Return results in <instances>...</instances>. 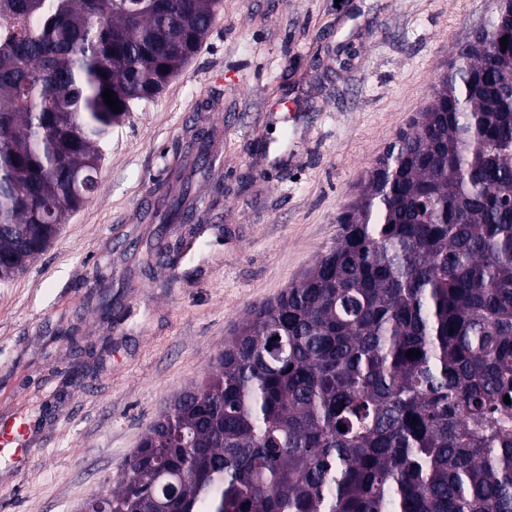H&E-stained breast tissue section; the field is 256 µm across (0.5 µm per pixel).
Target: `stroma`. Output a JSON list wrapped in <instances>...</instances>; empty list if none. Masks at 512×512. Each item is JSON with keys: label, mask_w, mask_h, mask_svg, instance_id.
<instances>
[{"label": "stroma", "mask_w": 512, "mask_h": 512, "mask_svg": "<svg viewBox=\"0 0 512 512\" xmlns=\"http://www.w3.org/2000/svg\"><path fill=\"white\" fill-rule=\"evenodd\" d=\"M490 0H221L201 48L114 128L99 187L26 271L0 283V512H82L149 426L205 380L238 322L334 245L365 172L410 130ZM215 135L207 172L191 143ZM207 206L153 223V189ZM168 263L140 260L157 238ZM111 312L91 292L98 268ZM31 426L22 417H15L10 422H0V452H11V458L27 461L32 455L30 448Z\"/></svg>", "instance_id": "35a3bbf8"}]
</instances>
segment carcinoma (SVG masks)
<instances>
[{"instance_id":"carcinoma-1","label":"carcinoma","mask_w":512,"mask_h":512,"mask_svg":"<svg viewBox=\"0 0 512 512\" xmlns=\"http://www.w3.org/2000/svg\"><path fill=\"white\" fill-rule=\"evenodd\" d=\"M218 5L0 0V282L95 193L112 128ZM492 14L336 243L149 427L112 512H512V0ZM163 202L166 223L205 204L186 182Z\"/></svg>"}]
</instances>
